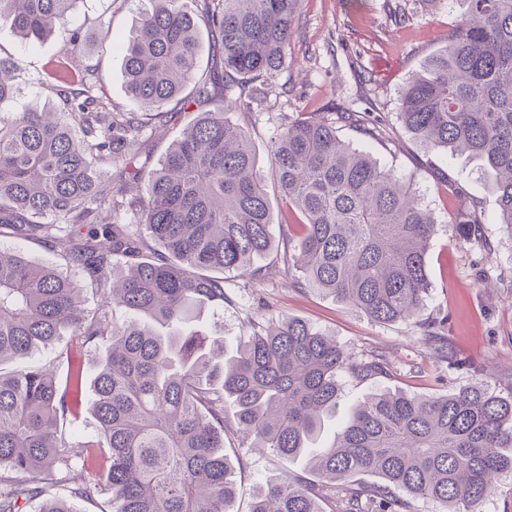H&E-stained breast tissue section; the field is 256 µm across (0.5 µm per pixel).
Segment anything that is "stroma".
Segmentation results:
<instances>
[{
    "label": "stroma",
    "mask_w": 512,
    "mask_h": 512,
    "mask_svg": "<svg viewBox=\"0 0 512 512\" xmlns=\"http://www.w3.org/2000/svg\"><path fill=\"white\" fill-rule=\"evenodd\" d=\"M149 0H79L64 23L35 44L0 28V55L20 58L16 103L53 108L58 100L48 75L65 63L63 50L74 28H81L90 61L103 75L102 92L120 112L137 111L123 77L121 47ZM405 13L395 22V9ZM460 0H301L299 19L288 44L287 67L279 77L287 93L264 106L238 109L235 117L247 127L258 167L269 171L268 144L282 114L331 112L354 103L384 119L390 141L370 144L381 165L404 176L432 210L437 228L427 253L431 291L423 313H448L445 335L454 362L437 357L430 341L405 323L378 324L349 310L317 290L288 284V270L279 254L260 259L263 277L251 285L227 277L230 297L220 307L204 309L197 325L223 336L234 348L246 323L262 307L299 317L336 339L356 357L385 355L390 375L361 382L341 375L342 400L327 421L321 444H329L349 411L379 388L416 395H442L475 383L507 397L512 395V233L494 223L496 195L476 162L450 157L446 151L420 146L398 116L401 91L409 76L440 49L456 24ZM171 122L146 130L139 140L140 161L156 165L190 122L192 109L169 103ZM456 195H449V187ZM477 202L486 218L483 251L460 239L455 226L469 202ZM224 454L241 488L229 512H248L250 492L265 479L290 471L302 478L310 472L304 461L286 463L273 452L257 453L232 434L224 436Z\"/></svg>",
    "instance_id": "stroma-1"
}]
</instances>
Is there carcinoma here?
I'll return each instance as SVG.
<instances>
[{"label": "carcinoma", "mask_w": 512, "mask_h": 512, "mask_svg": "<svg viewBox=\"0 0 512 512\" xmlns=\"http://www.w3.org/2000/svg\"><path fill=\"white\" fill-rule=\"evenodd\" d=\"M80 0H0V25L33 44ZM123 47L126 89L141 112H115L103 76L69 34V64L52 73L61 112L7 107L18 64L0 57V236L47 239L61 264L0 250V366L62 332L104 355L91 384L65 352L59 379L40 367L0 370V512L41 498L38 512H76L39 483L69 471L59 418L78 416L91 393L99 435L83 445L72 496L106 492L112 512H228L239 494L224 456V432L287 461L311 453L315 489L283 473L251 492L250 512H409L396 496L445 512H479L499 477L512 475V396L480 384L445 395L376 390L333 442L313 448L342 397L339 375L388 374L310 324L272 312L248 320L234 353L224 337L189 327L196 311L222 303L224 275L253 281L275 248L272 209L249 132L233 110L264 104L285 69L300 0H149ZM445 45L410 76L399 118L424 148L465 154L493 179L496 223L512 230V0H465ZM224 70L197 76L198 21ZM220 99L214 100L215 90ZM215 102L200 112L157 166L135 170L134 199L101 181L103 166L134 162L147 127L168 122L165 105ZM387 140L382 117L345 108L284 116L269 156L282 199L297 214L282 236L292 284L317 289L380 323H408L452 360L448 318H421L431 285L426 253L432 213L405 179L342 139ZM133 223L115 220L125 207ZM53 221L47 223L45 219ZM484 216L467 207L458 236L485 250ZM99 303L85 304V292ZM130 312L124 322L113 308ZM167 328L161 333L146 321ZM380 479L369 491L355 475Z\"/></svg>", "instance_id": "carcinoma-1"}]
</instances>
